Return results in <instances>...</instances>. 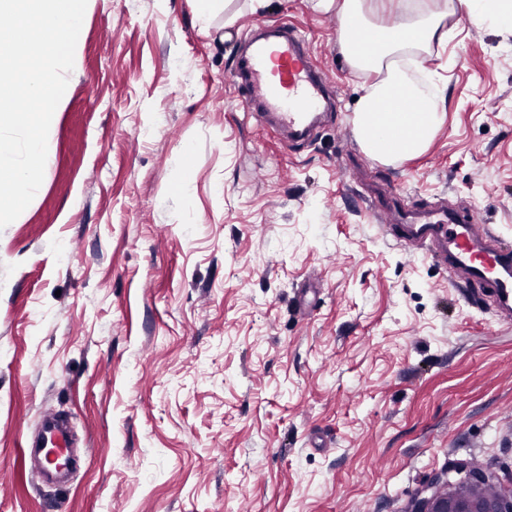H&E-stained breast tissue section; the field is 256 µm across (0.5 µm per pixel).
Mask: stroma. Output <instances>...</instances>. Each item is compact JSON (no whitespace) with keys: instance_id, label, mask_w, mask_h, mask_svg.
Instances as JSON below:
<instances>
[{"instance_id":"obj_1","label":"stroma","mask_w":512,"mask_h":512,"mask_svg":"<svg viewBox=\"0 0 512 512\" xmlns=\"http://www.w3.org/2000/svg\"><path fill=\"white\" fill-rule=\"evenodd\" d=\"M315 0H89L41 188L0 229V512H405L453 463L512 469V330L367 201L512 244V34L448 15L419 156L345 140L375 71ZM308 40L336 100L286 148L232 75L256 25ZM85 462L40 482L43 409Z\"/></svg>"}]
</instances>
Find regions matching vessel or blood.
Here are the masks:
<instances>
[{"instance_id": "b4317fda", "label": "vessel or blood", "mask_w": 512, "mask_h": 512, "mask_svg": "<svg viewBox=\"0 0 512 512\" xmlns=\"http://www.w3.org/2000/svg\"><path fill=\"white\" fill-rule=\"evenodd\" d=\"M237 78L247 95L243 107L275 136L305 140L314 122L312 113L328 107L326 78L315 66L303 38L285 33L281 39L251 44L242 56ZM401 227L406 241L430 242L444 267L465 281L487 284L497 303L500 326L512 327V250L495 234L458 214L438 212L435 218L408 213ZM71 444L67 427L45 415L39 439L32 443L31 460L42 475L55 474L56 460L67 457Z\"/></svg>"}]
</instances>
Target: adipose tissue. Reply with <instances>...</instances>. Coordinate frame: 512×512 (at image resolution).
<instances>
[{
  "label": "adipose tissue",
  "mask_w": 512,
  "mask_h": 512,
  "mask_svg": "<svg viewBox=\"0 0 512 512\" xmlns=\"http://www.w3.org/2000/svg\"><path fill=\"white\" fill-rule=\"evenodd\" d=\"M317 8L335 10L340 19L342 51L352 66L381 72L365 87L355 114L360 145L376 157L397 161L415 156L429 144L446 101L445 83L403 51L448 39L444 16L464 12L483 28L512 32V0H446L444 13L416 11L405 21L374 25L365 0H317Z\"/></svg>",
  "instance_id": "1"
}]
</instances>
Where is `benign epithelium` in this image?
<instances>
[{
    "label": "benign epithelium",
    "mask_w": 512,
    "mask_h": 512,
    "mask_svg": "<svg viewBox=\"0 0 512 512\" xmlns=\"http://www.w3.org/2000/svg\"><path fill=\"white\" fill-rule=\"evenodd\" d=\"M454 469L465 473L463 483L450 489L435 480L431 493L415 497L405 512H512V479L505 484L493 467H475L464 460Z\"/></svg>",
    "instance_id": "1"
}]
</instances>
